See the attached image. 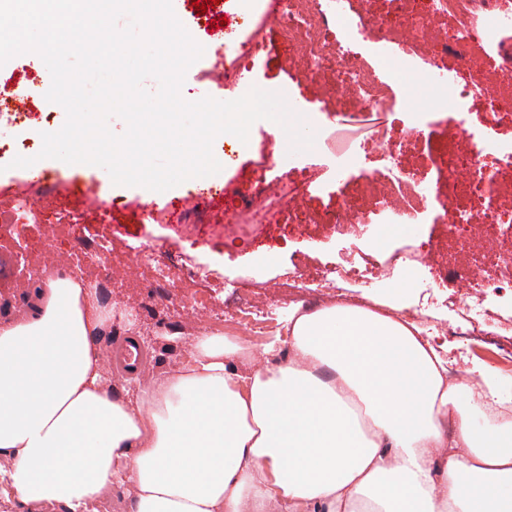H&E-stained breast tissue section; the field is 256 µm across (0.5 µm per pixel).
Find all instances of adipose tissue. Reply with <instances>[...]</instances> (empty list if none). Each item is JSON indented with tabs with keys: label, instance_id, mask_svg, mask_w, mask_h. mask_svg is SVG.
Instances as JSON below:
<instances>
[{
	"label": "adipose tissue",
	"instance_id": "adipose-tissue-1",
	"mask_svg": "<svg viewBox=\"0 0 512 512\" xmlns=\"http://www.w3.org/2000/svg\"><path fill=\"white\" fill-rule=\"evenodd\" d=\"M35 295L0 323V480L23 512H84L117 483L131 512H512L505 395L480 364L449 376L400 304L298 306L260 347L204 334L130 399L95 291L53 274Z\"/></svg>",
	"mask_w": 512,
	"mask_h": 512
}]
</instances>
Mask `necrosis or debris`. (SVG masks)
Here are the masks:
<instances>
[{"mask_svg": "<svg viewBox=\"0 0 512 512\" xmlns=\"http://www.w3.org/2000/svg\"><path fill=\"white\" fill-rule=\"evenodd\" d=\"M282 19L284 39L302 44L308 61V74L316 78L327 71L336 74L337 92L349 96L352 112L364 115L380 108H394L398 100H410L419 88L437 92L436 111L453 112L468 99L482 96L486 86L496 89L497 102L485 116L487 124H498L502 113L512 108V69L483 75L458 84L451 74L434 69L431 61L396 56V48L407 45L411 23L425 26L436 17L455 20L452 36L442 40L440 53L457 57L469 65L484 43L500 28L512 26V0H423L421 11L412 18L390 24L381 37L384 58L391 67L373 65L365 50L366 26L352 18L348 0H273ZM262 46V28L254 26L243 38L224 42V91L251 89V58ZM478 153L448 155L437 168L436 181L442 192L433 193L424 176L403 169L394 154L384 158L381 177L388 185L385 198L370 205L389 224L422 221L425 212L437 208L439 223H489L503 225L505 212L494 196L496 177ZM466 193L475 203L469 212H453L451 202ZM309 193L308 184L282 177L279 189L268 193L261 185L243 183L230 191L231 205L224 217L239 224H267L297 207Z\"/></svg>", "mask_w": 512, "mask_h": 512, "instance_id": "obj_1", "label": "necrosis or debris"}]
</instances>
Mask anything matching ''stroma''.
Listing matches in <instances>:
<instances>
[{
  "label": "stroma",
  "instance_id": "1",
  "mask_svg": "<svg viewBox=\"0 0 512 512\" xmlns=\"http://www.w3.org/2000/svg\"><path fill=\"white\" fill-rule=\"evenodd\" d=\"M240 8L238 26H245L251 14L263 19L264 47L253 65L258 88L309 100L312 109L302 115L305 128L320 123L331 127L345 119V97L329 91L334 73L326 72L317 81L308 79L306 60L299 49L282 42L277 24L267 18L268 5L261 0H242ZM451 25V19L443 17L418 31L408 52L413 57L438 58L441 68L455 71L457 80L465 83L471 79V71L458 69L453 57H438L434 43L435 37ZM426 105L427 98L422 95L410 101L406 111L387 113L384 149L368 150L359 163L340 175L326 164L330 145L317 143L309 150L290 152L284 129L269 120L252 125L248 142L224 135L215 139L213 153L222 165L218 174L188 180L162 193L114 185L109 174L96 166L42 160L47 189L41 223L23 225L18 232L0 229V260L13 268L7 277H0V321L23 310L32 288L44 281L49 270L71 272L77 255H92L99 243L109 241L121 260L107 267L96 288L97 298L102 307L116 308L121 314L111 324L113 335L148 347L149 371L156 375L181 364L190 343L213 329L188 307L186 291L180 286L181 280L195 273L204 275L205 290L215 301L235 295L253 306L272 308L279 322L289 311L279 301V285L286 277L298 276L304 283L299 299L313 307L327 300L362 304L401 298L408 306V315L422 327L463 325L464 309L473 302L471 282L486 277L489 269L487 249L494 231L488 225L463 224L453 229L427 220L421 224H374L366 231L340 234L335 225L321 221L323 212L343 198L364 203L382 192L383 184L375 171L385 149L395 150L408 169L424 171L431 167L434 152L448 140V117L430 114L421 133L410 134L413 112ZM492 105L491 98H473L460 112L470 145L490 162L502 159L505 146L512 144V118H504L495 126L485 123L484 115ZM24 109L29 117L19 123L13 122L10 113L0 112V130L11 142L0 154V163L5 166L0 172V190L8 194L26 189L27 171L12 167V160L19 155H38L42 132L59 130L66 120L65 111L35 94L30 95ZM50 112L55 119L48 124L44 118ZM283 172L311 185L297 225H257L245 234L239 227H224L220 209L214 210L205 224L142 221L143 210L173 213L187 197L208 195L246 178L268 186ZM91 195L115 203V210L99 218L93 216L86 205ZM66 211L74 212L77 223L61 232L56 228V216ZM404 248L414 249L423 258L413 275L391 269L332 287L338 255L367 253L382 262L392 250ZM144 256L167 265L170 280L164 295L153 294L149 288L140 265ZM462 258L470 262V277L441 287L450 261ZM426 284L436 286L440 296L429 307L422 303Z\"/></svg>",
  "mask_w": 512,
  "mask_h": 512
}]
</instances>
